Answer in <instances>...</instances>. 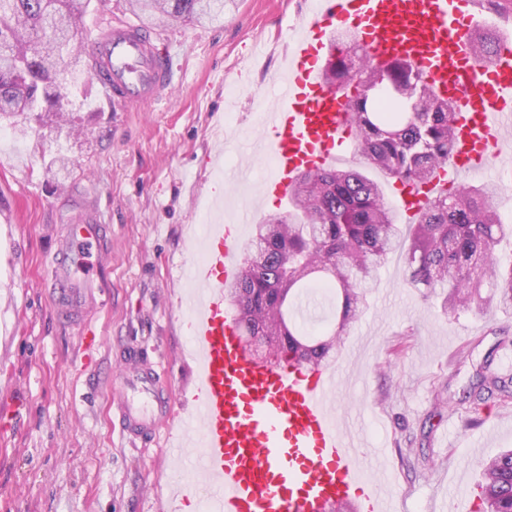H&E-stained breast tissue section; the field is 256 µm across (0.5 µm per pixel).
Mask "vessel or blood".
<instances>
[{
  "mask_svg": "<svg viewBox=\"0 0 512 512\" xmlns=\"http://www.w3.org/2000/svg\"><path fill=\"white\" fill-rule=\"evenodd\" d=\"M483 0H313L305 20L288 34L283 72L260 115L261 136L249 144L272 171L241 216L210 225L201 262L185 268L194 285L189 300L191 353L195 364L193 407L183 419L180 445L194 449L199 478L181 487L180 499L208 497L212 512H310L316 505L351 504L356 512H393V493L365 475L362 444L330 409L337 371L318 367L273 369L247 359L239 344V317L224 298L242 272L243 225L253 223L266 196L284 199L301 171L334 167L354 132L346 95L323 80L332 60V32L353 29L370 63L410 62L453 104L456 147L437 176L420 186L400 185L395 207L419 215L434 191L460 185L496 160L512 172V44L500 43L478 60L470 23ZM83 55L100 67L96 81L115 105L149 107L170 91L169 71L152 34L127 23L89 37ZM105 227L85 209L67 225L53 262L50 288L58 314L85 326L87 297L80 281L92 254L101 252ZM120 378L127 388L120 427L144 443L172 417V401L155 365L128 357Z\"/></svg>",
  "mask_w": 512,
  "mask_h": 512,
  "instance_id": "b4317fda",
  "label": "vessel or blood"
}]
</instances>
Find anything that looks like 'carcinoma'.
Here are the masks:
<instances>
[{
    "instance_id": "carcinoma-1",
    "label": "carcinoma",
    "mask_w": 512,
    "mask_h": 512,
    "mask_svg": "<svg viewBox=\"0 0 512 512\" xmlns=\"http://www.w3.org/2000/svg\"><path fill=\"white\" fill-rule=\"evenodd\" d=\"M147 27L170 21L219 22L226 0H129ZM90 0H0V102L23 99L22 111L0 106V124L20 116L50 112L68 121L61 89L86 77L89 63L75 53V42ZM476 56L497 50L494 35L472 36ZM326 84L352 87L358 114L354 143L360 163L350 169L308 172L296 182L290 209L268 214L254 225L237 283L227 288L238 305L244 336L276 337L278 360L298 366H324L342 348L362 311L366 286L385 257L402 244L411 288L442 293V310L492 309L512 312V262L496 255L512 239L491 192L482 185L443 193L416 222L398 223L382 185L368 177L372 168L385 177L423 183L448 162L454 140L451 102L440 98L407 62L354 68L347 53L327 64ZM325 287L336 299L333 321L309 331L297 322L300 298ZM484 363L465 401L473 407L496 397L512 401V377ZM477 512H512V449L480 459Z\"/></svg>"
}]
</instances>
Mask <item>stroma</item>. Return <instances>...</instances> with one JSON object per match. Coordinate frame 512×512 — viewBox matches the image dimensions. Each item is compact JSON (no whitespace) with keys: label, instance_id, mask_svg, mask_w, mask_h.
<instances>
[{"label":"stroma","instance_id":"1","mask_svg":"<svg viewBox=\"0 0 512 512\" xmlns=\"http://www.w3.org/2000/svg\"><path fill=\"white\" fill-rule=\"evenodd\" d=\"M308 0H235L224 20L171 23L157 44L172 91L152 107L121 109L97 83L68 88L66 123H19L0 138V194L13 220L0 223V512H167L184 485L165 446L192 405L189 322L180 267L196 259L186 235L212 201L237 203L243 188L216 178L210 159L226 138L235 163L264 175L243 139L283 59L282 37ZM128 0H91L81 37L133 21ZM76 203L108 224L104 269L85 283L96 334L54 318L42 281ZM403 250L382 261L366 305L336 362L342 379L332 408L379 453L368 478L394 479L398 512H455L476 489L474 460L512 448V403L460 406L488 355L512 352V316L445 314L438 299L406 284ZM163 370L176 418L144 448L124 436L115 379L132 350Z\"/></svg>","mask_w":512,"mask_h":512}]
</instances>
